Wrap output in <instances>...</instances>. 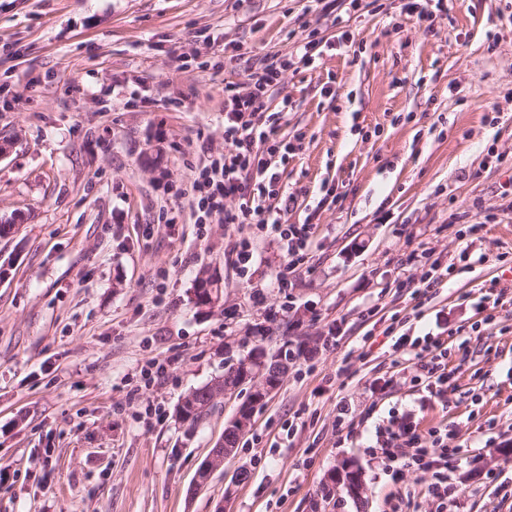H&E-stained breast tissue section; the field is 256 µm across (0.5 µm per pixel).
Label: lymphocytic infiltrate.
<instances>
[{"label":"lymphocytic infiltrate","instance_id":"f902f5d3","mask_svg":"<svg viewBox=\"0 0 512 512\" xmlns=\"http://www.w3.org/2000/svg\"><path fill=\"white\" fill-rule=\"evenodd\" d=\"M320 55V42L307 36L285 55L262 59L251 73L247 87L224 85V152L208 155L198 169L188 194L196 223L219 220L227 224L251 226V236L239 239L233 248L234 263L248 272L256 258V239L275 235L288 266L305 259V251L315 233L311 224L285 223L273 201L280 192V178L273 169L276 156L288 146L278 137V127L269 116L265 98L278 85L285 71L295 65H310ZM410 352L425 372L424 388L431 397L442 396L448 386V349L441 337L423 336L410 344ZM377 442L384 458L430 473L426 498L435 512L448 508V436L437 430L419 433L409 426L382 427Z\"/></svg>","mask_w":512,"mask_h":512}]
</instances>
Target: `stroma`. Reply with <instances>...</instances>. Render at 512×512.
Here are the masks:
<instances>
[{
  "label": "stroma",
  "mask_w": 512,
  "mask_h": 512,
  "mask_svg": "<svg viewBox=\"0 0 512 512\" xmlns=\"http://www.w3.org/2000/svg\"><path fill=\"white\" fill-rule=\"evenodd\" d=\"M379 2L0 0V512H426L429 474L377 449L392 419L460 430L451 512H512V0H447L430 25ZM312 32L321 58L266 105L294 146L278 205L314 243L289 269L263 239L244 275L241 225L195 224L181 192L224 148L225 82ZM435 263L453 272L432 284ZM426 334L456 369L441 401L394 348ZM288 338L318 349L198 484L248 391L191 432L181 398ZM346 463L363 500L324 489Z\"/></svg>",
  "instance_id": "1"
}]
</instances>
